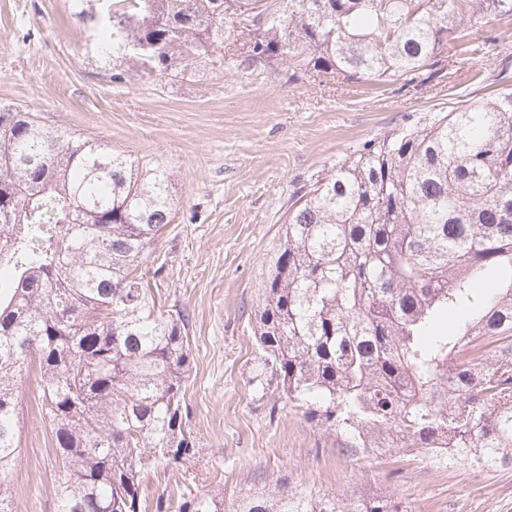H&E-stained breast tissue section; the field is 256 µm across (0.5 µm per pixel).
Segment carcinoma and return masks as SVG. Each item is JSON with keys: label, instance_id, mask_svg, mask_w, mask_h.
I'll return each mask as SVG.
<instances>
[{"label": "carcinoma", "instance_id": "cac0c4a2", "mask_svg": "<svg viewBox=\"0 0 512 512\" xmlns=\"http://www.w3.org/2000/svg\"><path fill=\"white\" fill-rule=\"evenodd\" d=\"M114 81L283 64L289 79L410 84L509 44L512 0H74ZM178 200L168 168L0 109V512H16L19 389L30 370L61 472L57 512H142L178 463L190 314L155 292L151 246ZM263 370L304 418L369 452L512 468V91L367 143L288 208L260 284ZM178 512H406L282 478Z\"/></svg>", "mask_w": 512, "mask_h": 512}]
</instances>
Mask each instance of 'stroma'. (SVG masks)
I'll return each mask as SVG.
<instances>
[{
	"mask_svg": "<svg viewBox=\"0 0 512 512\" xmlns=\"http://www.w3.org/2000/svg\"><path fill=\"white\" fill-rule=\"evenodd\" d=\"M492 62L425 83L367 87L292 81L285 68L229 69L177 82L125 63L112 81L74 15L73 0H0V106L47 127L153 159L174 175L180 203L154 244L161 290L191 315L183 415L193 448L144 479L147 512H176L189 495L227 497L288 477L326 493L394 495L405 512H512V469L438 466L400 449L353 455L336 430L306 421L275 385L255 383L260 281L300 189L363 144L480 97ZM17 512H56L58 471L31 389L20 394Z\"/></svg>",
	"mask_w": 512,
	"mask_h": 512,
	"instance_id": "1",
	"label": "stroma"
}]
</instances>
